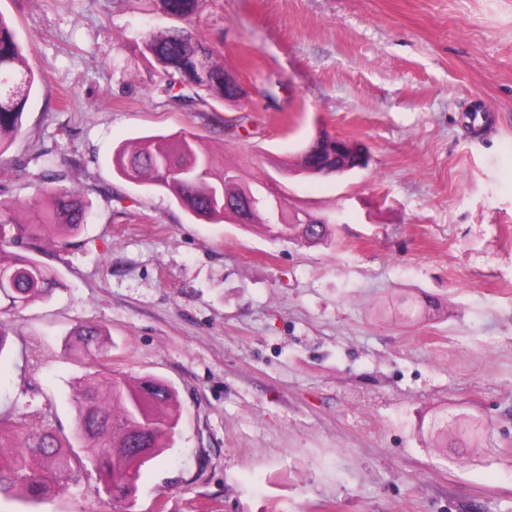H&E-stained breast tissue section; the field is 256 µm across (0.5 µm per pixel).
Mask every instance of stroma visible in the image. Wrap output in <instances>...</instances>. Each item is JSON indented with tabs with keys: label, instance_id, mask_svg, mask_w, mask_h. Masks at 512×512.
I'll return each instance as SVG.
<instances>
[{
	"label": "stroma",
	"instance_id": "obj_1",
	"mask_svg": "<svg viewBox=\"0 0 512 512\" xmlns=\"http://www.w3.org/2000/svg\"><path fill=\"white\" fill-rule=\"evenodd\" d=\"M39 76L0 153V204L46 202L42 156L90 220L40 241L62 286L0 302V424L70 431L81 377L175 389L177 436L130 512H512V0H220L199 36L247 92L188 108L143 55L145 0H0ZM187 130L240 183L332 220L326 243L213 224L119 177L114 150ZM326 132L367 167L299 172ZM112 348L64 352L74 327ZM491 444L430 445L440 410ZM94 471L0 512H109Z\"/></svg>",
	"mask_w": 512,
	"mask_h": 512
}]
</instances>
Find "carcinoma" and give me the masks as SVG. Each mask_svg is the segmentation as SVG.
<instances>
[{
  "instance_id": "obj_1",
  "label": "carcinoma",
  "mask_w": 512,
  "mask_h": 512,
  "mask_svg": "<svg viewBox=\"0 0 512 512\" xmlns=\"http://www.w3.org/2000/svg\"><path fill=\"white\" fill-rule=\"evenodd\" d=\"M153 10L176 21L165 30L150 32L144 42L147 60L166 80V91L186 106L209 98L222 103L238 97L239 87L224 64L221 51L203 46L193 21L216 0H147ZM38 78L27 63L10 21L0 13V153L23 131V116ZM115 168L128 180H147L167 189L194 216L222 223L239 216L217 199L221 187L233 194L235 183L224 184V170L198 149L196 135L180 132L150 135L119 146ZM48 208L36 224H19L14 210L0 206V298L10 308L23 309L51 298L59 286L54 272L33 251L12 252L23 239L51 237L60 242L77 235L87 222L88 206L73 190L58 186L48 194ZM306 243L328 237L326 224H285ZM72 346L86 356L103 354L107 332L98 325L80 324L71 333ZM77 417L71 436L27 419L9 428L0 425V495L19 493L31 500L49 490L76 483L92 467L104 491L119 502L138 489L141 469L155 453L172 446L177 434V402L170 384L158 378L145 381L108 378L75 400ZM466 443L484 434L480 421L440 413L430 422L433 447H441L448 432ZM83 449L77 458L71 448Z\"/></svg>"
}]
</instances>
